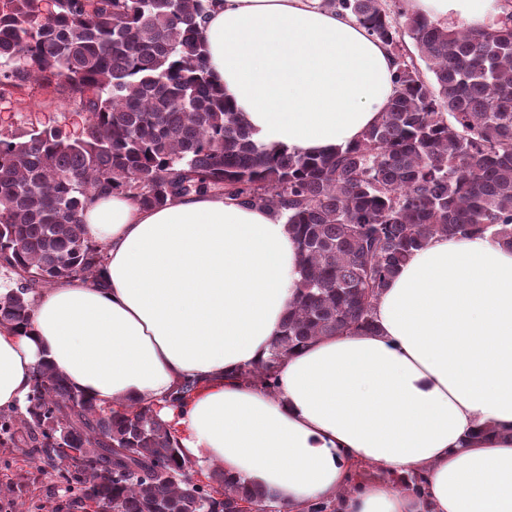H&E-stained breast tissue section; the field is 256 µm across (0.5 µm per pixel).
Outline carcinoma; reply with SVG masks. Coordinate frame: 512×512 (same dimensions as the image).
<instances>
[{"mask_svg":"<svg viewBox=\"0 0 512 512\" xmlns=\"http://www.w3.org/2000/svg\"><path fill=\"white\" fill-rule=\"evenodd\" d=\"M384 44L395 95L361 140L308 155L252 137L213 83L201 27L213 0H0V92L55 83L82 115L0 129V326H28L35 297L95 279L90 195L147 208L207 193L284 218L299 294L269 356L240 377L272 393L289 354L375 329L379 295L437 237L488 234L512 247V9L486 29L415 14L407 0H322ZM417 52L410 55L404 36ZM425 62L418 66L415 58ZM0 446L30 447L74 502L99 512H237L264 496L214 466L205 481L149 406L105 410L41 363L21 408L0 410Z\"/></svg>","mask_w":512,"mask_h":512,"instance_id":"obj_1","label":"carcinoma"}]
</instances>
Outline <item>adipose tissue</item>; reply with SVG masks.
Wrapping results in <instances>:
<instances>
[{"mask_svg": "<svg viewBox=\"0 0 512 512\" xmlns=\"http://www.w3.org/2000/svg\"><path fill=\"white\" fill-rule=\"evenodd\" d=\"M408 6L475 28L500 13L496 0ZM202 39L264 144L355 143L394 96L382 44L320 0H217ZM82 221L106 249L100 278L41 293L31 326H0V408L23 404L46 361L99 407L153 406L200 477L221 466L279 512H512V250L432 239L384 289L375 331L289 355L270 395L239 373L268 356L297 295L296 243L273 211L96 193ZM189 379L197 389L168 406ZM367 465L385 480L347 493ZM418 474L415 495L403 484Z\"/></svg>", "mask_w": 512, "mask_h": 512, "instance_id": "ef3b65f1", "label": "adipose tissue"}]
</instances>
